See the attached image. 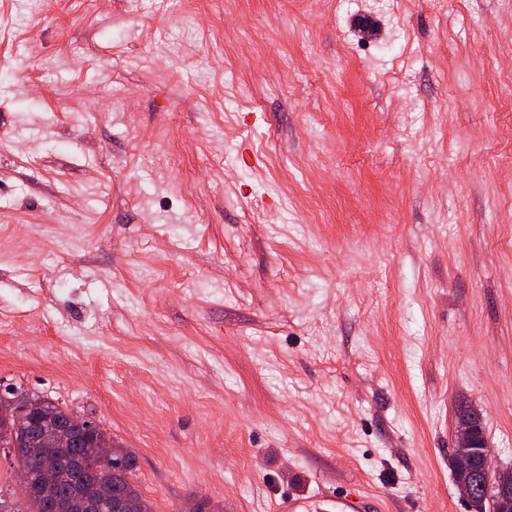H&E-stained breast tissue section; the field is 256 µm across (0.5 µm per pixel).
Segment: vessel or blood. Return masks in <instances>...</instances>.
Masks as SVG:
<instances>
[{
	"mask_svg": "<svg viewBox=\"0 0 512 512\" xmlns=\"http://www.w3.org/2000/svg\"><path fill=\"white\" fill-rule=\"evenodd\" d=\"M382 496L360 489L326 493L316 491L308 496L282 495L276 498L272 512H386Z\"/></svg>",
	"mask_w": 512,
	"mask_h": 512,
	"instance_id": "vessel-or-blood-1",
	"label": "vessel or blood"
}]
</instances>
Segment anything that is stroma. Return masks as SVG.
<instances>
[{
  "instance_id": "1",
  "label": "stroma",
  "mask_w": 512,
  "mask_h": 512,
  "mask_svg": "<svg viewBox=\"0 0 512 512\" xmlns=\"http://www.w3.org/2000/svg\"><path fill=\"white\" fill-rule=\"evenodd\" d=\"M0 379L152 512L512 469V0H0ZM22 396L40 405L42 418H50L52 421H62L65 414L70 413L69 409L59 404L44 399L41 396L29 394L21 386H7L3 393H0V403L3 397L14 399ZM68 425L64 428L50 431L43 435L41 443L46 448H22L27 443V437L22 438L13 430L11 424L0 421V448L13 450V466L18 468L20 461L16 455V448H22L29 452L36 451L45 457L43 467L40 471V481L46 489H50L56 482L57 475L51 466V457L55 448H66L70 440L77 433L92 435L98 444L97 451L102 469H108L112 462V470L107 471L110 484L103 480L98 487V496L101 505L106 504L114 498V507L123 509L128 499L138 501L139 510L136 512H152L151 504L142 496L139 490H135L132 482L133 473L136 470L137 460L135 452L129 448H123L110 441V434L91 417L70 413ZM112 450L114 454L112 456ZM137 488V487H136ZM138 489V488H137ZM452 468L457 475L468 474L473 466V456L464 448H477L484 462L482 488L491 505V512H510V496L506 488L499 486L498 479L501 471L493 466L492 450L485 434L479 440H475L471 431L466 427L455 429ZM461 497L468 502L471 490L463 483H456ZM493 492V493H492ZM482 491L473 494L469 501L471 512H488L489 503ZM512 512V511H511Z\"/></svg>"
}]
</instances>
